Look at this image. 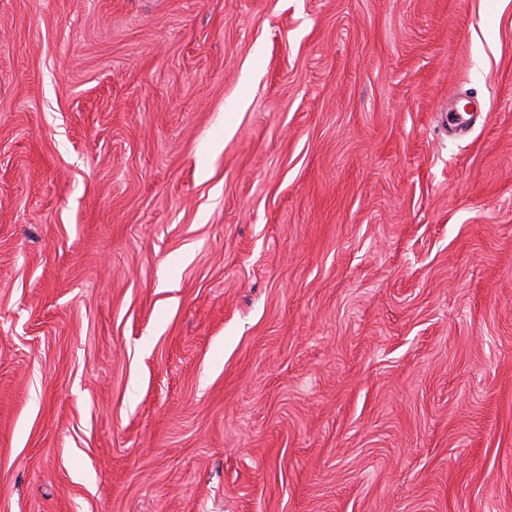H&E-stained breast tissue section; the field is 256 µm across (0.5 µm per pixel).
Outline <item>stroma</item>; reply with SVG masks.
Listing matches in <instances>:
<instances>
[{
    "label": "stroma",
    "mask_w": 512,
    "mask_h": 512,
    "mask_svg": "<svg viewBox=\"0 0 512 512\" xmlns=\"http://www.w3.org/2000/svg\"><path fill=\"white\" fill-rule=\"evenodd\" d=\"M0 512H512V0H0Z\"/></svg>",
    "instance_id": "obj_1"
}]
</instances>
